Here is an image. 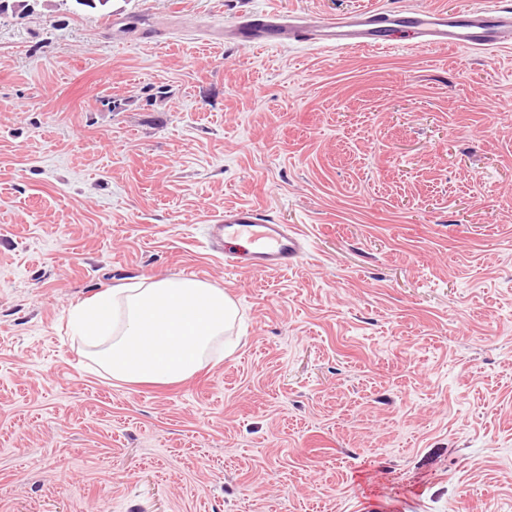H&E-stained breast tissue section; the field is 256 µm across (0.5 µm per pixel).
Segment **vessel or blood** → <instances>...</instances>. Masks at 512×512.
Wrapping results in <instances>:
<instances>
[{"instance_id":"b4317fda","label":"vessel or blood","mask_w":512,"mask_h":512,"mask_svg":"<svg viewBox=\"0 0 512 512\" xmlns=\"http://www.w3.org/2000/svg\"><path fill=\"white\" fill-rule=\"evenodd\" d=\"M401 30L432 48L491 52L512 46V7L493 0L456 13L425 7L414 11L366 9L354 14L311 20L277 12L244 17L226 27L224 35L243 46L303 43L352 50L385 45V35ZM205 239L212 254L225 263L254 273H274L297 263L306 249L292 227L265 216L261 207L242 205L210 215Z\"/></svg>"}]
</instances>
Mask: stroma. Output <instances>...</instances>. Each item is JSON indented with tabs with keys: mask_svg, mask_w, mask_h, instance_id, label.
I'll return each mask as SVG.
<instances>
[{
	"mask_svg": "<svg viewBox=\"0 0 512 512\" xmlns=\"http://www.w3.org/2000/svg\"><path fill=\"white\" fill-rule=\"evenodd\" d=\"M481 2L0 15V512H512V47L224 38ZM243 204L302 234L293 267L206 249ZM163 279L236 316L187 380H114L69 312Z\"/></svg>",
	"mask_w": 512,
	"mask_h": 512,
	"instance_id": "stroma-1",
	"label": "stroma"
}]
</instances>
